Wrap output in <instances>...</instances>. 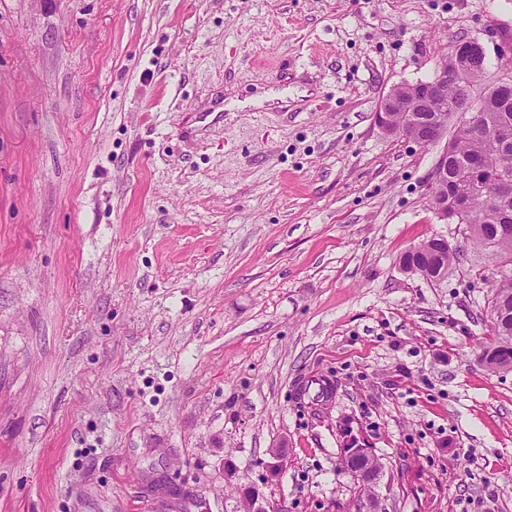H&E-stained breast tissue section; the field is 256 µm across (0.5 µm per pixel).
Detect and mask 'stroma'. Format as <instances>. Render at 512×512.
I'll use <instances>...</instances> for the list:
<instances>
[{
  "instance_id": "35a3bbf8",
  "label": "stroma",
  "mask_w": 512,
  "mask_h": 512,
  "mask_svg": "<svg viewBox=\"0 0 512 512\" xmlns=\"http://www.w3.org/2000/svg\"><path fill=\"white\" fill-rule=\"evenodd\" d=\"M474 38L512 0H0V512H358L353 439L386 512H512L500 268L402 269L466 227L374 122Z\"/></svg>"
}]
</instances>
